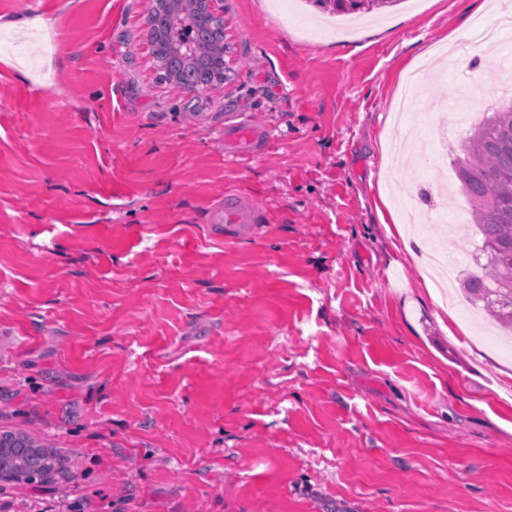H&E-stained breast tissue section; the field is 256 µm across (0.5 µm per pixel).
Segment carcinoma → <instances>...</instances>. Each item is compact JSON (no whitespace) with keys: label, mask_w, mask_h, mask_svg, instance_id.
<instances>
[{"label":"carcinoma","mask_w":512,"mask_h":512,"mask_svg":"<svg viewBox=\"0 0 512 512\" xmlns=\"http://www.w3.org/2000/svg\"><path fill=\"white\" fill-rule=\"evenodd\" d=\"M336 14H353L396 0H309ZM147 39L160 77L179 87L224 86V22L201 0H165L152 6ZM459 189L468 200L485 260L480 272H467L460 288L474 306L482 305L502 328L512 331V100L503 102L476 125L455 158ZM57 458L22 432L0 433V469L30 481L53 467Z\"/></svg>","instance_id":"obj_1"}]
</instances>
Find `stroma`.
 <instances>
[{
	"mask_svg": "<svg viewBox=\"0 0 512 512\" xmlns=\"http://www.w3.org/2000/svg\"><path fill=\"white\" fill-rule=\"evenodd\" d=\"M486 0H407L350 27L306 0H220L222 89L161 80L148 0H0V432L69 466L0 512H512V353L444 311L432 256L469 214L382 136L486 112L512 44L457 68ZM414 116L394 105L408 75ZM269 132L252 157L225 141ZM256 230L213 223L225 195ZM418 200V245L385 227ZM216 223L224 224L225 233L234 232L241 226L248 225L257 228L262 224L260 207L249 201L226 195L224 197V210L215 213Z\"/></svg>",
	"mask_w": 512,
	"mask_h": 512,
	"instance_id": "35a3bbf8",
	"label": "stroma"
}]
</instances>
